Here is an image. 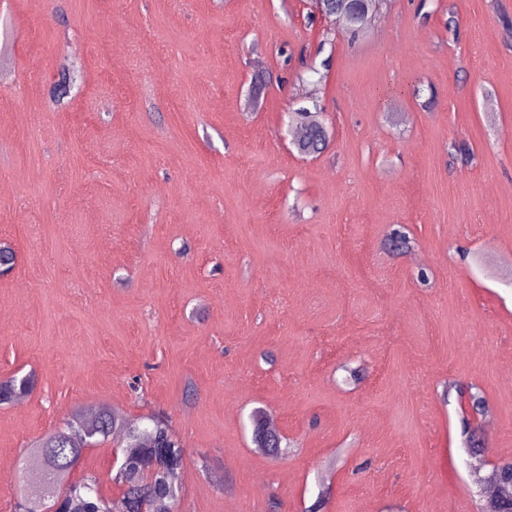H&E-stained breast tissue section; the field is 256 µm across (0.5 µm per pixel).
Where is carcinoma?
<instances>
[{"label":"carcinoma","mask_w":512,"mask_h":512,"mask_svg":"<svg viewBox=\"0 0 512 512\" xmlns=\"http://www.w3.org/2000/svg\"><path fill=\"white\" fill-rule=\"evenodd\" d=\"M326 16L336 18V26L356 38L362 35L375 17L370 0H325ZM293 131V146L305 157L319 155L327 148V130L320 117L317 102L301 105L288 115ZM385 248L400 256L412 247L410 234L399 227L390 231L384 241ZM16 263L14 249L0 244V274L11 271ZM36 385L35 375L14 374L0 379V404L10 403L30 395ZM456 391L461 408L463 434L469 437L470 451L477 452L479 441L471 435L478 428L477 420L489 409L488 401L474 384L453 381L446 391ZM251 441L257 450L274 459L291 452L292 442L268 423L267 412L256 409L250 416ZM112 441L121 449L112 483L118 487L117 499L110 500L102 491L93 474L77 480L70 479L74 468L88 448H96ZM185 450L169 420L159 415L129 416L109 409L94 415L77 410L66 417L54 431L31 444L21 455L28 469L47 478L57 477L55 497L61 498L64 512H114L119 504L122 512H141L146 508L154 512L159 502L179 501ZM490 504L493 512H512V458L503 459L493 467L487 477ZM43 482L35 485L21 480L16 488V512H46L48 502L43 498Z\"/></svg>","instance_id":"obj_1"}]
</instances>
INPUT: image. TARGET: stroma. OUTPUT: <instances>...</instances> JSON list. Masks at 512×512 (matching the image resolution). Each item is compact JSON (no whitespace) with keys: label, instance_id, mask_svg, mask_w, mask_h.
Here are the masks:
<instances>
[{"label":"stroma","instance_id":"obj_1","mask_svg":"<svg viewBox=\"0 0 512 512\" xmlns=\"http://www.w3.org/2000/svg\"><path fill=\"white\" fill-rule=\"evenodd\" d=\"M0 243V378L38 377L0 405V512L95 404L169 418L181 512H477L443 385L482 389L484 458L512 457V0H384L355 40L313 0H0ZM320 110L318 103L314 102L311 107L301 105L289 112L288 119L293 131L292 144L301 156L314 157L312 155H320L327 148L328 133L319 115ZM252 427L251 441L254 448L274 459L282 458L291 452L292 442L268 423L267 412L256 409L250 416Z\"/></svg>","mask_w":512,"mask_h":512}]
</instances>
